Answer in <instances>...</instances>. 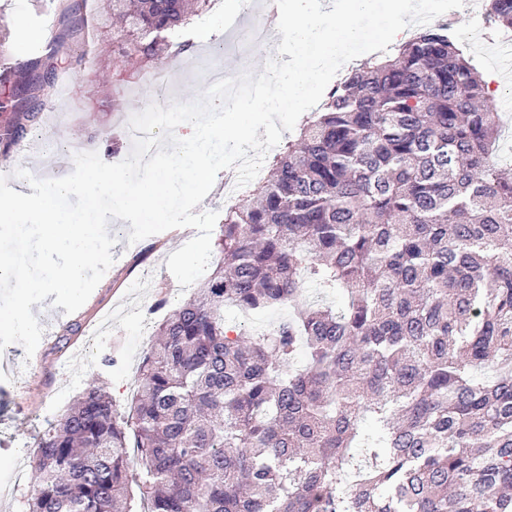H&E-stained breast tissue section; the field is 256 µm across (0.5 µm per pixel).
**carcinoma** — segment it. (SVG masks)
I'll list each match as a JSON object with an SVG mask.
<instances>
[{"label": "carcinoma", "mask_w": 512, "mask_h": 512, "mask_svg": "<svg viewBox=\"0 0 512 512\" xmlns=\"http://www.w3.org/2000/svg\"><path fill=\"white\" fill-rule=\"evenodd\" d=\"M214 0H109L115 60L192 49ZM512 29V0H488ZM56 75L0 71L38 124ZM448 29L372 55L224 209L222 263L167 314L131 413L91 379L39 442L24 512H512V178ZM339 309L297 305L305 285ZM294 307L251 334L224 307Z\"/></svg>", "instance_id": "1"}]
</instances>
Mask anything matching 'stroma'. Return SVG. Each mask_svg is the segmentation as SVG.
<instances>
[{"label": "stroma", "instance_id": "1", "mask_svg": "<svg viewBox=\"0 0 512 512\" xmlns=\"http://www.w3.org/2000/svg\"><path fill=\"white\" fill-rule=\"evenodd\" d=\"M106 5L107 0H85L78 28L70 33L58 20L59 0H0V55L13 56L21 63L37 62L40 69H52L60 79L69 81L65 110L57 117L61 136L73 143H90L103 161L116 163L132 149L123 117L157 102L158 97L144 82L148 66L134 61L114 66L112 40L104 35L102 13ZM50 15L57 19L54 33L61 37L62 49L52 57L43 50L27 51L28 31L42 30ZM18 17L24 19V26L15 25ZM444 22L457 38L464 40L465 51L480 72L500 70V62L489 43L496 27L481 10L471 8L467 0H457ZM478 27L484 31L485 42L466 41L467 32ZM186 37L193 40L194 48L192 54L184 56L182 67L173 76L172 98L192 102L207 88L195 74L198 58L221 51L218 64L230 70L238 67L239 60L235 54L223 52L224 38L199 40L192 26L188 27ZM75 57L84 60L77 71L70 66ZM41 133V127L29 129L22 147H10L7 155H0V175L22 167L36 178L54 179L73 171L74 161L69 157L56 165L34 166V157L46 154ZM108 229L116 239L111 249L115 262L86 303L71 314L48 299L32 305L31 310L43 327L33 356H26L17 343L7 348L14 361L6 367L0 365V483L9 482L14 469L28 464L42 434L72 403L87 379L100 377L117 409L128 411L137 386L139 364L147 350L140 339L150 336L152 331L151 322H140L138 309L160 303L170 311L191 295L189 289L179 286L166 261L172 252L195 237V230L174 228L132 244L127 240L129 222L115 219ZM142 262L151 265L153 274L137 285L133 276ZM116 306L122 308V317L115 319L107 335L99 337L94 350H87L95 320ZM107 354L115 362L104 368L100 360Z\"/></svg>", "mask_w": 512, "mask_h": 512}]
</instances>
